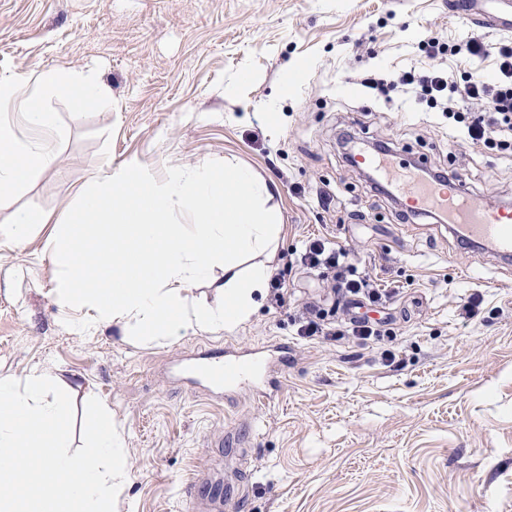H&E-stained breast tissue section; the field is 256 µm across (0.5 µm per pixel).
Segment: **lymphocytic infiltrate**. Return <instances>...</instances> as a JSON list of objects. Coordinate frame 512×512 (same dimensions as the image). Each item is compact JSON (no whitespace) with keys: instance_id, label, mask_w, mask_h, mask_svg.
<instances>
[{"instance_id":"f902f5d3","label":"lymphocytic infiltrate","mask_w":512,"mask_h":512,"mask_svg":"<svg viewBox=\"0 0 512 512\" xmlns=\"http://www.w3.org/2000/svg\"><path fill=\"white\" fill-rule=\"evenodd\" d=\"M426 62L420 71L401 73L392 84H384L376 75L362 79L365 87L387 92L389 87L418 90L430 105L441 108L451 125L463 126L469 143L476 147L512 148V46L487 43L483 37L471 36L465 45H449L436 40L424 47ZM493 59L497 77L488 81L470 76L457 83L437 59L440 56ZM357 252L316 239L309 241L302 255L303 265L326 269L331 273L328 283L336 295L355 301L380 302L386 298L383 289L374 287L368 273L358 271Z\"/></svg>"}]
</instances>
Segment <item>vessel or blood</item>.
I'll list each match as a JSON object with an SVG mask.
<instances>
[{
    "label": "vessel or blood",
    "instance_id": "obj_1",
    "mask_svg": "<svg viewBox=\"0 0 512 512\" xmlns=\"http://www.w3.org/2000/svg\"><path fill=\"white\" fill-rule=\"evenodd\" d=\"M505 0H448L449 12L466 15L479 28L512 33V7ZM357 163L370 167L399 191L406 210L416 214L439 213L452 237L464 246L489 250L502 263L512 262V207L488 205L475 199L459 176L429 183L399 170L375 155H360ZM288 366L287 353L270 358L245 347H228L223 357L187 365L188 373L204 378L210 390L233 396L252 394L259 402L271 397V384H282ZM186 496L197 512H237L243 498L241 489H229L224 482H213L207 491L188 485Z\"/></svg>",
    "mask_w": 512,
    "mask_h": 512
}]
</instances>
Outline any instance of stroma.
Instances as JSON below:
<instances>
[{
	"mask_svg": "<svg viewBox=\"0 0 512 512\" xmlns=\"http://www.w3.org/2000/svg\"><path fill=\"white\" fill-rule=\"evenodd\" d=\"M471 31L448 0H0V78L89 71L112 100L78 110L48 96L63 129L56 165L0 209V231L16 209L60 216L99 167L130 160L161 180L229 159L278 186L284 299L266 292L230 332L147 342L76 324L50 225L0 244V373L62 378L75 449L87 400L112 410L132 450L120 512H185L189 482L245 470L244 512H512V270L456 249L434 220L400 223L397 199L372 191L339 143L346 129L393 142L397 163L443 168L469 151L474 195L512 203V153L469 146L414 93L360 83L420 68L424 43ZM314 239L358 246L378 287L395 289L376 315L380 342L298 335L304 307L343 317L322 271L300 262ZM280 342L288 377L268 405L226 400L181 370L228 345Z\"/></svg>",
	"mask_w": 512,
	"mask_h": 512,
	"instance_id": "stroma-1",
	"label": "stroma"
}]
</instances>
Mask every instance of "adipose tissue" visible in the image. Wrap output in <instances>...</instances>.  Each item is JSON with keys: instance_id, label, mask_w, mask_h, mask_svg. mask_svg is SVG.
<instances>
[{"instance_id": "1", "label": "adipose tissue", "mask_w": 512, "mask_h": 512, "mask_svg": "<svg viewBox=\"0 0 512 512\" xmlns=\"http://www.w3.org/2000/svg\"><path fill=\"white\" fill-rule=\"evenodd\" d=\"M52 92L65 93L78 109L112 105L90 73L1 79L0 106H17L46 143L33 144L0 121V206L55 166L49 143L61 128L45 103ZM272 198L265 181L230 162L220 171H175L162 181L131 163L101 171L64 205V221L53 223L57 291L72 308H93L98 321L150 339L235 329L249 321L272 272L282 227ZM177 208L193 214L195 224L171 221ZM198 283L215 288L221 301H190Z\"/></svg>"}]
</instances>
